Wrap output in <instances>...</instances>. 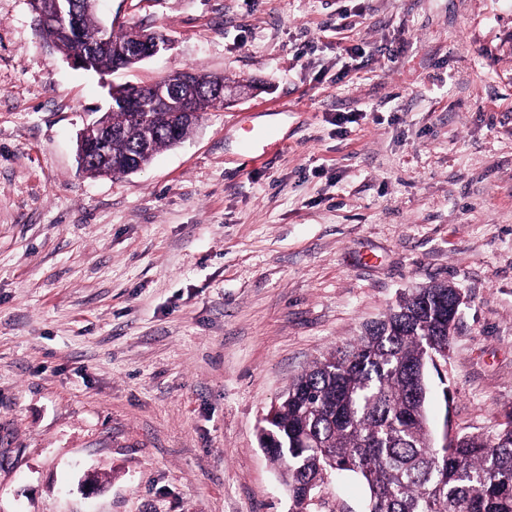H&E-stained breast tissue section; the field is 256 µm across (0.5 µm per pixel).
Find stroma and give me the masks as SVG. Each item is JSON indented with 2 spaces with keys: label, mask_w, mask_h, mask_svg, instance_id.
Returning a JSON list of instances; mask_svg holds the SVG:
<instances>
[{
  "label": "stroma",
  "mask_w": 512,
  "mask_h": 512,
  "mask_svg": "<svg viewBox=\"0 0 512 512\" xmlns=\"http://www.w3.org/2000/svg\"><path fill=\"white\" fill-rule=\"evenodd\" d=\"M169 48L72 67L0 0V512H291L258 427L413 289L454 285L435 442L512 410V0H100ZM254 85L93 177L110 84ZM284 146L254 163L246 115ZM353 475L310 512H364Z\"/></svg>",
  "instance_id": "obj_1"
}]
</instances>
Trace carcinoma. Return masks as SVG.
I'll use <instances>...</instances> for the list:
<instances>
[{"label":"carcinoma","mask_w":512,"mask_h":512,"mask_svg":"<svg viewBox=\"0 0 512 512\" xmlns=\"http://www.w3.org/2000/svg\"><path fill=\"white\" fill-rule=\"evenodd\" d=\"M144 29L102 26L84 10L80 33L62 52L83 48L91 70L112 71V48L136 42ZM100 123L112 131V175L127 174L129 156L152 159L191 133L197 121L173 122L169 112L132 119L123 87L109 94ZM454 303L445 284L418 288L293 379L264 418L259 439L281 471L296 512H307L324 476L351 472L367 485L366 512H512V411L492 436L464 434L436 446L427 427L426 368L448 356L444 332Z\"/></svg>","instance_id":"cac0c4a2"}]
</instances>
